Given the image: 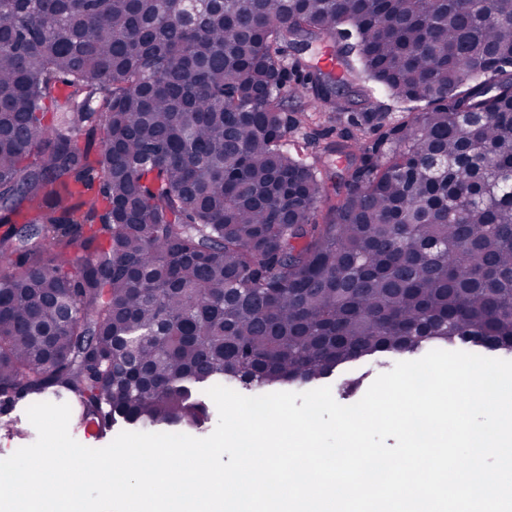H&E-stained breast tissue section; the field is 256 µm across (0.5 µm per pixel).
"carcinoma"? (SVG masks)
Here are the masks:
<instances>
[{"instance_id":"1","label":"carcinoma","mask_w":512,"mask_h":512,"mask_svg":"<svg viewBox=\"0 0 512 512\" xmlns=\"http://www.w3.org/2000/svg\"><path fill=\"white\" fill-rule=\"evenodd\" d=\"M190 9L0 0V415L198 427L214 385L512 353V0ZM295 84L351 127L312 162Z\"/></svg>"}]
</instances>
